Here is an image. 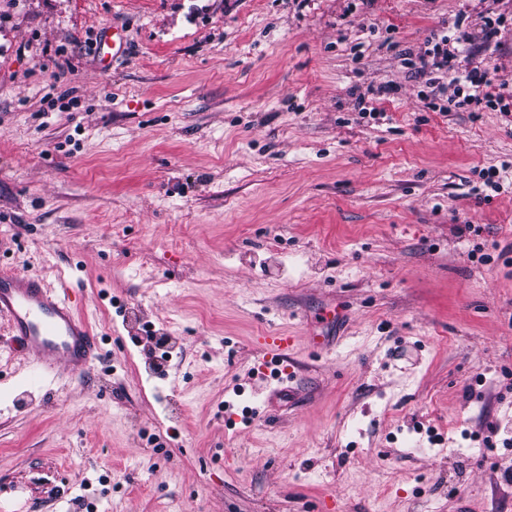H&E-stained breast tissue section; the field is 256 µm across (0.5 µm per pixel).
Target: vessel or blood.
<instances>
[{
	"mask_svg": "<svg viewBox=\"0 0 512 512\" xmlns=\"http://www.w3.org/2000/svg\"><path fill=\"white\" fill-rule=\"evenodd\" d=\"M77 299L67 288L54 286L44 277L0 270V319L21 346L37 384L55 380L57 364L72 374L89 371L100 359L97 334L76 309ZM264 344L276 366L271 376L278 383L291 379L284 369L290 361L293 339L268 336Z\"/></svg>",
	"mask_w": 512,
	"mask_h": 512,
	"instance_id": "obj_1",
	"label": "vessel or blood"
}]
</instances>
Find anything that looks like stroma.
I'll use <instances>...</instances> for the list:
<instances>
[{"mask_svg": "<svg viewBox=\"0 0 512 512\" xmlns=\"http://www.w3.org/2000/svg\"><path fill=\"white\" fill-rule=\"evenodd\" d=\"M490 10L512 82V0H0V269L103 340L0 355V512H512V127L401 58ZM111 28L104 32V37L99 44L98 57L101 61H105L109 58V64L114 60L118 59L122 53L126 50V41L123 31L112 24V33H109ZM106 46L109 51L102 55V47ZM264 345L271 355L272 360H275L274 368L271 370V377L277 380L278 383L284 384L291 379L292 372L286 371V367L280 368L284 362L288 361V369L291 368L290 351L293 348V339L291 336H266L264 337ZM280 363V364H279Z\"/></svg>", "mask_w": 512, "mask_h": 512, "instance_id": "1", "label": "stroma"}]
</instances>
